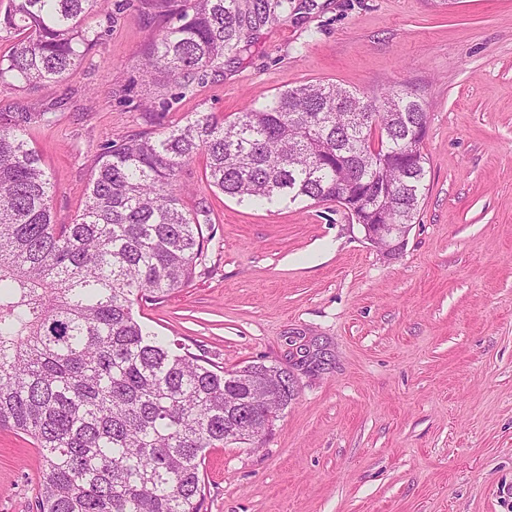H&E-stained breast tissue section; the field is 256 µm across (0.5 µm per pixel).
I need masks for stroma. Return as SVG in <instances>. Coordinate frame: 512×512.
I'll return each instance as SVG.
<instances>
[{"label": "stroma", "instance_id": "1", "mask_svg": "<svg viewBox=\"0 0 512 512\" xmlns=\"http://www.w3.org/2000/svg\"><path fill=\"white\" fill-rule=\"evenodd\" d=\"M316 2L182 90L142 71L168 19L110 0L86 21L100 38L81 63L53 84L0 85V112L47 109L28 137L64 224L125 136L197 112L230 118L308 82L414 90L429 164L398 256L336 204L224 195L198 156L179 180L206 257L188 286L134 313L225 369L297 377L261 439L207 451L204 512H512V0ZM42 479L31 439L0 427V512H36Z\"/></svg>", "mask_w": 512, "mask_h": 512}]
</instances>
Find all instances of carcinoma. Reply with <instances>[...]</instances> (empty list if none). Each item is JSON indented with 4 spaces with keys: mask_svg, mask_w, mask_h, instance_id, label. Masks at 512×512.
I'll return each instance as SVG.
<instances>
[{
    "mask_svg": "<svg viewBox=\"0 0 512 512\" xmlns=\"http://www.w3.org/2000/svg\"><path fill=\"white\" fill-rule=\"evenodd\" d=\"M108 0H9L0 85L56 82L99 33ZM314 0H140L174 24L143 72L186 90L223 73L250 36ZM48 111L0 113V427L40 451L38 512H202L206 452L253 440L297 395L263 363L226 370L180 353L133 314L186 286L205 237L180 198L198 154L227 196L253 203L335 202L361 224L410 227L428 160L415 128L426 105L406 87L363 96L309 82L249 103L231 120L197 112L126 137L92 172L81 210L54 220L53 184L27 140Z\"/></svg>",
    "mask_w": 512,
    "mask_h": 512,
    "instance_id": "obj_1",
    "label": "carcinoma"
}]
</instances>
